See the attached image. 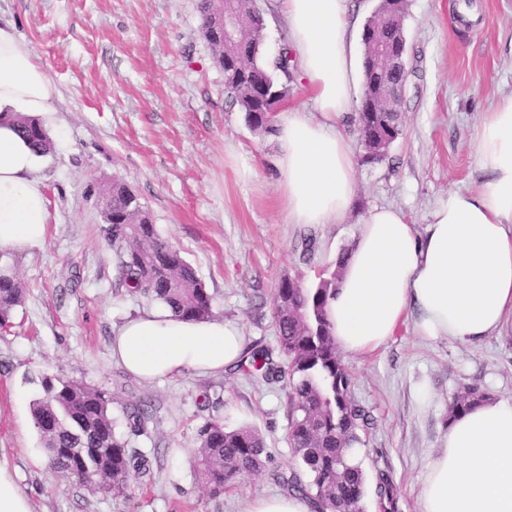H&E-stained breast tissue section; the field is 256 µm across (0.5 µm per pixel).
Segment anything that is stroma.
<instances>
[{
  "instance_id": "obj_1",
  "label": "stroma",
  "mask_w": 512,
  "mask_h": 512,
  "mask_svg": "<svg viewBox=\"0 0 512 512\" xmlns=\"http://www.w3.org/2000/svg\"><path fill=\"white\" fill-rule=\"evenodd\" d=\"M197 0H0L56 89L62 126L37 176L49 202L43 244L13 255L23 288L0 329V462L16 472L33 512H248L256 496L284 495L279 476L300 465L288 445L279 383L236 365L218 374L146 382L111 354L112 332L149 307L118 283L104 238L101 194L113 180L139 197L159 235L197 270L212 317L236 324L246 347L277 350L275 290L310 286L337 270L362 217L400 208L424 232L437 201L482 179L475 141L484 112L512 95V0H406L404 134L379 161L363 160L344 118L355 164L354 203L338 224H292L283 205L274 135L249 128L224 93V73L201 36ZM262 55L288 44L278 0H258ZM252 167L253 176L243 173ZM352 400L368 411L353 450L374 488L378 471L398 490L397 512H420L430 458L448 431V405L477 385L512 398V327L476 344L421 335L407 320L379 350L343 357ZM105 390L116 430L123 404L143 400L146 431L130 447L148 476L128 495L79 484L48 465L31 405L42 376ZM212 418L264 437L269 461L236 489L212 497L193 468L196 431Z\"/></svg>"
}]
</instances>
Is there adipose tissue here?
Listing matches in <instances>:
<instances>
[{
    "mask_svg": "<svg viewBox=\"0 0 512 512\" xmlns=\"http://www.w3.org/2000/svg\"><path fill=\"white\" fill-rule=\"evenodd\" d=\"M298 75L323 120L287 108L276 124L280 192L292 224H337L354 193L350 142L340 123L356 101L348 0H281ZM55 88L29 45L0 27V254L45 238L41 156L18 119L56 123ZM483 179L437 202L425 233L403 211L372 209L327 307L340 350L383 347L416 309L425 336L472 344L512 322V96L484 113L475 142ZM243 350L239 329L149 307L114 330L112 356L152 381L223 370ZM421 512H512V399L495 397L452 418L429 460Z\"/></svg>",
    "mask_w": 512,
    "mask_h": 512,
    "instance_id": "ef3b65f1",
    "label": "adipose tissue"
}]
</instances>
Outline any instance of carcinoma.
<instances>
[{
  "label": "carcinoma",
  "instance_id": "obj_1",
  "mask_svg": "<svg viewBox=\"0 0 512 512\" xmlns=\"http://www.w3.org/2000/svg\"><path fill=\"white\" fill-rule=\"evenodd\" d=\"M262 44L263 29L254 22L239 49L246 80L277 89L285 99L288 84L277 82L271 72L278 71L291 79V56L285 49L269 64L260 58ZM224 92L245 117L253 115L254 101L245 89L227 83ZM355 122L357 130L366 135L368 154H386L404 128L399 112H358ZM19 127L38 152H49L51 141L39 122L23 117ZM106 206L112 214V224L106 228L107 241L117 253L122 286L163 303L183 318H209L212 299L196 269L160 237L138 196L116 180ZM337 282L334 276L306 287L295 278L281 279L273 317L286 366L274 363L268 350L253 349L240 360L239 368L268 381L287 383L288 444L301 470L310 477L306 484L293 473L283 480L288 491L306 499L312 512H364L365 478L360 463L351 458V449L360 443L358 431L369 423V414L351 400L350 376L327 317ZM22 295L16 275L0 272L1 329L11 327L12 312ZM42 388L44 395L32 404V419L55 471L81 483L96 481L121 495L132 480L145 475L146 464L138 461L129 439L115 431L108 409L112 398L104 391L47 377L42 380ZM485 398L487 394L480 387L466 388L453 397L448 417L467 411ZM122 411L130 434H144L149 419L145 403H127ZM197 440L196 471L214 496L234 488L241 477L265 468V440L253 428L227 430L222 420L211 419L197 429ZM375 494L379 512H397V489L389 474H378Z\"/></svg>",
  "mask_w": 512,
  "mask_h": 512
}]
</instances>
